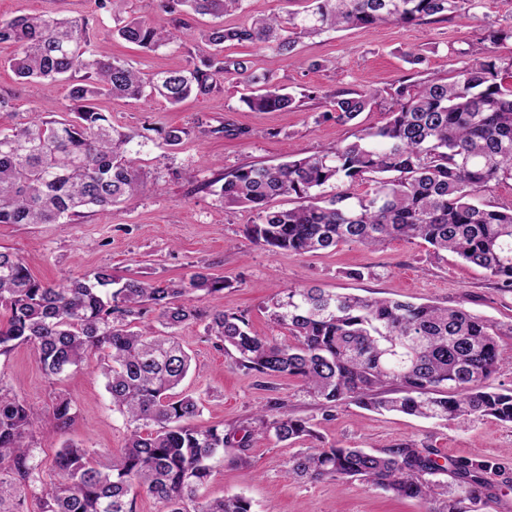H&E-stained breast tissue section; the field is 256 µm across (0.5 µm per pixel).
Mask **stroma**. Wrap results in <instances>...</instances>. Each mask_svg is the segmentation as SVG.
<instances>
[{"label": "stroma", "mask_w": 512, "mask_h": 512, "mask_svg": "<svg viewBox=\"0 0 512 512\" xmlns=\"http://www.w3.org/2000/svg\"><path fill=\"white\" fill-rule=\"evenodd\" d=\"M45 12L89 18L94 52L125 59L146 75L180 68L189 53L207 50L199 42L188 50L169 45L146 53L113 38L119 18L139 17L159 28L170 27L157 0H110L104 8L97 0H0V17L5 19ZM476 13L473 20L451 14L418 25L352 27L304 38L288 58L249 43H225L226 56L246 61L255 73L272 74L295 93L311 87L321 94L376 90L375 107L362 113L356 126L323 119L320 98L303 100L294 112L251 111L241 101L244 84L233 78L222 91L175 107L158 98H101L98 105L114 125L140 132L137 159L145 173L143 190L126 206L90 213L77 224H0V250L18 253L36 278L51 284L89 277L102 267L111 268L118 278L186 280L197 272L220 276L226 288L204 298L202 307L245 313L253 332L279 342L289 334L270 321L271 299L287 286L316 285L338 293L463 308L494 321L501 347L512 349V290L499 288L482 269L449 254L434 256L425 244L403 240L378 250L342 245L314 254L272 253L244 232L253 212L225 206L206 187L220 173L322 154L353 140L358 126L381 124L398 80L445 78L462 61L482 56L481 18L512 26V0H481ZM411 49L419 50L423 64L406 62L404 54ZM13 51L12 45L0 43V91L11 92L13 110L12 116H0V129L34 109L63 115L69 104L67 83H19L6 64ZM200 120L214 127L228 123L242 134L204 136L196 130ZM171 126L189 130L174 148L164 144L161 134ZM354 270L363 271V278H351ZM178 334L192 356V370L181 388L199 400L195 426L250 428L256 409L277 400L290 413L309 419L326 446L382 453L410 444L431 448L441 459L493 458L512 466V423L487 417L442 425L404 414H377L353 403L327 411L304 392L299 379L238 368L214 348L202 322L187 323ZM104 362L96 352L78 369L51 378L27 346L0 355V384L37 415L32 446L41 467H48L66 443L115 454L124 448L129 426L105 390ZM60 394L71 397L75 410L73 422L64 427L51 418ZM298 450V445L272 436H253L251 467L216 458L213 475L197 496L215 500L241 494L251 500L254 512H442L443 502L396 499L360 480L295 479L288 474V461Z\"/></svg>", "instance_id": "stroma-1"}]
</instances>
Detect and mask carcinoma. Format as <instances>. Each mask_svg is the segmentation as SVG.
<instances>
[{
  "label": "carcinoma",
  "mask_w": 512,
  "mask_h": 512,
  "mask_svg": "<svg viewBox=\"0 0 512 512\" xmlns=\"http://www.w3.org/2000/svg\"><path fill=\"white\" fill-rule=\"evenodd\" d=\"M244 0H159L169 13L221 18L243 9ZM287 18L259 16L235 27L201 30L208 55L188 56L177 70L149 78L117 57L92 50L93 27L84 17L35 13L0 19V43L16 52L8 60L20 80L69 81L68 117L32 110L24 122L0 134V224H72L89 211H104L134 199L144 177L132 157L140 133L112 124L98 111L101 96L158 97L174 106L192 94L223 89L240 76L255 87L243 98L257 112H290L300 98L267 74L248 71L224 56V43L249 42L287 56L301 37L353 26L415 25L458 14L476 18L480 0H306ZM112 34L143 51L182 44L180 27L157 28L130 18ZM512 39V28L483 25L488 53L439 80L402 81L392 94L384 122L356 140L323 154L278 164L250 165L210 182L226 204L256 215L246 234L271 252L304 255L354 244L378 248L392 240H419L432 252L450 253L512 288V206L476 201L479 192L512 180V59L494 48ZM326 120L346 124L371 110L372 91H337L322 96ZM366 185L362 193L351 186ZM293 196L300 204L274 209L270 202ZM112 270L67 285L32 276L23 258L0 251V355L29 346L49 377L78 367L92 351L107 357L102 374L112 405L130 426L117 454L74 444L58 450L53 474L35 464L31 407L0 385V512L6 489L40 484L43 512H135L133 487L144 490L160 512H187L185 502L210 478V461L229 452V464L249 468L253 433L280 442L317 438L309 420L274 401L255 418L258 428L241 437L219 425L199 429L190 420L199 404L176 392L191 357L176 336L188 321L205 323L217 347L235 354V364L265 376L299 378L323 408L347 401L366 409L446 423L460 417H494L512 423V389L489 384L512 356L498 343L490 319L463 308L366 298L322 288H284L267 307L270 319L288 330L279 343L251 330L242 314L208 311L192 295L224 291V279L197 273L184 281L129 279L115 288ZM157 313L162 332L134 330L131 319ZM72 399L60 396L52 419L66 426ZM429 448L409 444L374 454L361 448L311 446L288 462V474L311 481L361 479L395 497L427 504L448 495V512L462 499L492 497L512 469L496 459H448L441 465ZM448 471L463 497L433 476ZM194 512H253L236 494L200 503Z\"/></svg>",
  "instance_id": "cac0c4a2"
}]
</instances>
